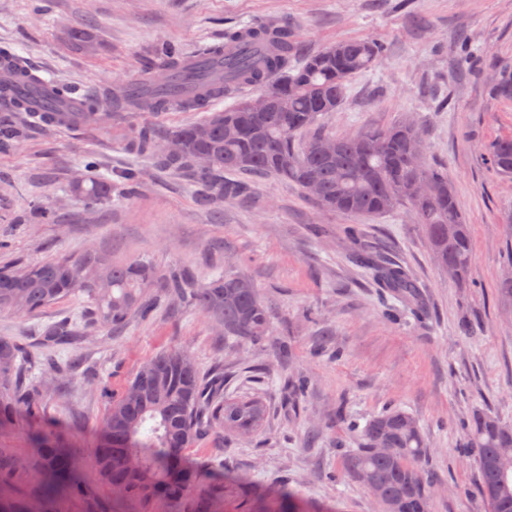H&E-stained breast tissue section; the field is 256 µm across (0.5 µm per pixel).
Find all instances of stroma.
I'll return each mask as SVG.
<instances>
[{
    "instance_id": "obj_1",
    "label": "stroma",
    "mask_w": 512,
    "mask_h": 512,
    "mask_svg": "<svg viewBox=\"0 0 512 512\" xmlns=\"http://www.w3.org/2000/svg\"><path fill=\"white\" fill-rule=\"evenodd\" d=\"M279 23L306 52L341 40L383 46L321 123L335 134L403 121L421 127L429 161L447 173L471 226L468 278L458 282L438 266L410 210L369 218L323 212L273 177L260 178L256 204L205 208L189 176L123 148L143 124L166 131L199 113H133L108 128H61L12 113L20 137L0 152V264L96 248L116 261L150 263L160 275L187 269L206 282L243 274L272 313L265 339L231 347L202 313L173 311L161 293L150 318L52 349L41 345L42 329L80 314L87 295L35 317L0 313V336L42 357L82 361L83 373L36 418L0 429L1 457H31L38 430L79 449L94 493L66 499L57 512H191L187 500L147 507L115 494L93 464L113 400L143 361L169 347L219 376L225 396H259L269 407L262 433L216 430L186 450L213 512H375L345 456L367 421L390 406L415 417L428 445L431 512H490L466 422L480 407L512 424V312L496 290L512 249L503 224L512 215V178L486 161L490 142L512 137V98L491 88L494 64L512 62V0H0V48L54 84L94 94L157 68L161 44L188 56L223 44L227 30ZM77 29L91 48L72 43ZM131 165L143 175L133 196L120 179ZM91 170L112 192L89 204L70 187ZM46 211L51 220H42ZM351 225L379 263L411 273L422 309L352 259Z\"/></svg>"
}]
</instances>
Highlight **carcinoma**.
Returning a JSON list of instances; mask_svg holds the SVG:
<instances>
[{"label": "carcinoma", "mask_w": 512, "mask_h": 512, "mask_svg": "<svg viewBox=\"0 0 512 512\" xmlns=\"http://www.w3.org/2000/svg\"><path fill=\"white\" fill-rule=\"evenodd\" d=\"M242 40L253 45L247 57L205 68L187 85L177 80L183 55L167 44L162 47L167 71L147 74L140 93L131 95L116 86L91 96L69 122L94 124L102 112L121 117L173 107L201 111L210 101L251 86L268 96L266 110L253 112L243 100L161 136L152 127H142L127 140L126 149L152 158L164 170L189 172L201 186L199 201L205 205L249 201L253 191L247 182L224 178L226 173H248L292 182L304 192L316 185L318 192L310 200L322 211L374 217L408 208L423 225L436 262L453 270L456 280H465L472 263L470 227L448 175L424 152L413 151L417 127L400 122L346 135L317 130L319 117L342 105L347 83L375 65L382 46L367 40L339 41L303 56L286 26L250 27L224 35L226 46ZM0 105L11 112L25 109L26 103L0 87ZM171 137L181 142L180 158L160 150L161 142ZM325 140L336 143L330 156L319 151ZM199 154L209 157L203 168L191 165ZM488 155L495 171L512 175V138L496 141ZM418 180L431 183L432 193L417 195ZM72 191L92 202L110 193L112 184L91 175L75 183ZM353 259L374 270L381 287L403 298L415 295L414 280L404 267L377 263L365 246ZM240 281L248 287H238ZM160 286L178 304L194 307L223 325L226 343L259 342L270 332V309L244 275L222 273L205 283L173 269L161 279L148 263L118 264L96 250L59 254L21 268L0 266V312L29 317L78 293L87 295L80 321L67 317L45 328L46 345L66 346L78 336L81 324L109 332L147 313L153 291ZM32 362L21 343L0 337V427L34 417L43 408L41 394L48 388L29 382ZM268 417L260 397H224L187 351L168 348L148 359L113 402L94 450L96 470L112 490L145 505L158 499L176 502L198 490L194 474L184 464L186 449L216 428L252 436ZM35 439L31 459L0 457V476L25 473L37 480L41 494L27 510L46 512L48 503L79 491L82 479L70 450L43 432H36ZM469 442L477 449L491 512H512V425L475 408L469 417ZM382 444L391 452L379 451ZM426 457L427 446L414 416L390 407L367 422L359 448L347 461L361 483L375 479L383 500L395 504V512H429Z\"/></svg>", "instance_id": "cac0c4a2"}]
</instances>
